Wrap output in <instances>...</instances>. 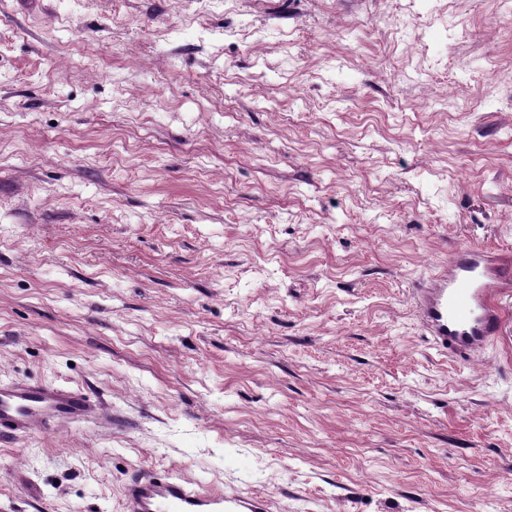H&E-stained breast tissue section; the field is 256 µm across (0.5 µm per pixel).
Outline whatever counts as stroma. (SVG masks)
<instances>
[{
	"mask_svg": "<svg viewBox=\"0 0 512 512\" xmlns=\"http://www.w3.org/2000/svg\"><path fill=\"white\" fill-rule=\"evenodd\" d=\"M466 245L512 258V0H0V381L104 404L0 439V512H512V319L458 364L409 302ZM125 512H270L267 498L186 480L172 471L134 473L123 490Z\"/></svg>",
	"mask_w": 512,
	"mask_h": 512,
	"instance_id": "35a3bbf8",
	"label": "stroma"
}]
</instances>
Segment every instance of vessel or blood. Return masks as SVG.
Wrapping results in <instances>:
<instances>
[{
  "mask_svg": "<svg viewBox=\"0 0 512 512\" xmlns=\"http://www.w3.org/2000/svg\"><path fill=\"white\" fill-rule=\"evenodd\" d=\"M512 263L479 246L456 250L412 288L410 299L431 345L457 363L479 357L506 322ZM101 401L81 388L26 380L0 382V438L28 439L34 430L94 423ZM124 512H270L267 498L186 480L172 471L135 473L125 482Z\"/></svg>",
  "mask_w": 512,
  "mask_h": 512,
  "instance_id": "obj_1",
  "label": "vessel or blood"
}]
</instances>
